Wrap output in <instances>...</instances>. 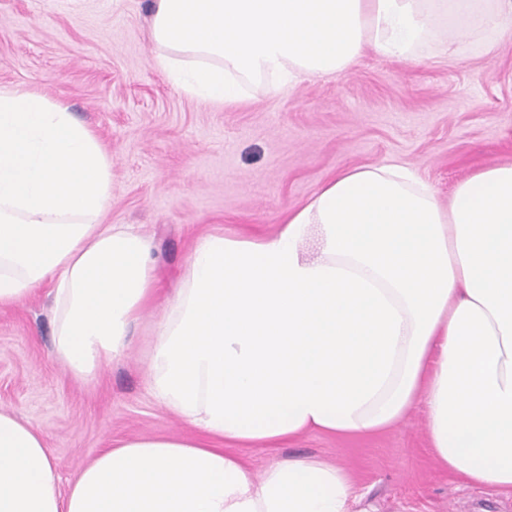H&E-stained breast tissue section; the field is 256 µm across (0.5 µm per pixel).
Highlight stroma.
Listing matches in <instances>:
<instances>
[{
  "label": "stroma",
  "mask_w": 512,
  "mask_h": 512,
  "mask_svg": "<svg viewBox=\"0 0 512 512\" xmlns=\"http://www.w3.org/2000/svg\"><path fill=\"white\" fill-rule=\"evenodd\" d=\"M150 0H0V88L62 102L112 155L107 224H131L175 287L207 233L268 235L344 170L411 167L448 202L475 170L512 163V40L486 51L472 34L433 41L406 63L366 52L346 71L288 90L256 82L241 106L186 96L153 64ZM48 285L0 310V408L41 427L62 483L109 440L188 437L150 394L141 347L73 379L52 355ZM255 473L271 456L318 457L347 469L363 512H512V496L439 467L422 408L373 436L309 432L276 452L247 445Z\"/></svg>",
  "instance_id": "obj_1"
}]
</instances>
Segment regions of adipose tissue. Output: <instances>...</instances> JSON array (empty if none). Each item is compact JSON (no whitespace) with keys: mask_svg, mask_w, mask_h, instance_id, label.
Instances as JSON below:
<instances>
[{"mask_svg":"<svg viewBox=\"0 0 512 512\" xmlns=\"http://www.w3.org/2000/svg\"><path fill=\"white\" fill-rule=\"evenodd\" d=\"M447 32L495 46L512 0H152L148 36L173 84L230 106L249 81L286 90L369 49L414 62ZM111 197L92 130L0 89V309L49 284L54 358L91 383L162 305L148 389L196 435L110 443L64 488L42 430L0 409V512H353L345 468L288 459L258 475L228 444L376 435L419 404L441 466L512 494V164L474 171L445 205L407 166L343 171L274 234L198 237L163 299L149 238L103 223Z\"/></svg>","mask_w":512,"mask_h":512,"instance_id":"1","label":"adipose tissue"}]
</instances>
